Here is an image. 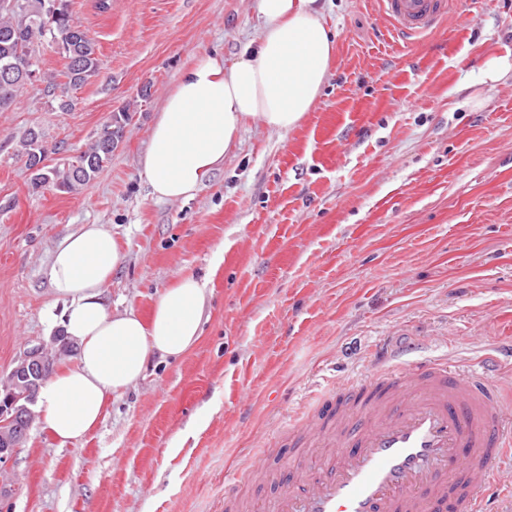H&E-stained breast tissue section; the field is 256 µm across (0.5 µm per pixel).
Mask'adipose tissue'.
Wrapping results in <instances>:
<instances>
[{
  "label": "adipose tissue",
  "instance_id": "obj_1",
  "mask_svg": "<svg viewBox=\"0 0 512 512\" xmlns=\"http://www.w3.org/2000/svg\"><path fill=\"white\" fill-rule=\"evenodd\" d=\"M256 8L264 20L257 43L229 66L213 55L197 58L168 95L143 162L154 198H193L241 129L258 119L289 132L319 97L336 51L322 0H256ZM121 259L117 239L98 224L81 225L52 255L50 284L77 353L41 388L39 407L63 446L94 430L110 397L141 378L151 355L180 357L201 334L206 295L192 273L165 289L149 317L111 313L103 293Z\"/></svg>",
  "mask_w": 512,
  "mask_h": 512
}]
</instances>
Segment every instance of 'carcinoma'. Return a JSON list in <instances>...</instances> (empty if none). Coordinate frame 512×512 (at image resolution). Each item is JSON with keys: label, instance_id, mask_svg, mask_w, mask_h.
Returning a JSON list of instances; mask_svg holds the SVG:
<instances>
[{"label": "carcinoma", "instance_id": "carcinoma-1", "mask_svg": "<svg viewBox=\"0 0 512 512\" xmlns=\"http://www.w3.org/2000/svg\"><path fill=\"white\" fill-rule=\"evenodd\" d=\"M55 44L67 60L66 81H46L45 96L56 92L67 96L100 73L101 61L95 45L69 11L67 0H0V72L25 57H37L39 48ZM29 81L14 78L0 80V112H6ZM131 121L127 112L110 118L97 139L87 150L62 162L33 173L32 186L71 192L91 181L112 159V151ZM26 165L31 168L36 159L48 150L42 135L31 131L23 139Z\"/></svg>", "mask_w": 512, "mask_h": 512}]
</instances>
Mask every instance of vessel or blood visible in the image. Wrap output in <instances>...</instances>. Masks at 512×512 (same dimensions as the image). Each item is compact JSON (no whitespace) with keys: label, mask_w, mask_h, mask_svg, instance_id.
<instances>
[{"label":"vessel or blood","mask_w":512,"mask_h":512,"mask_svg":"<svg viewBox=\"0 0 512 512\" xmlns=\"http://www.w3.org/2000/svg\"><path fill=\"white\" fill-rule=\"evenodd\" d=\"M379 3L394 36L415 44L454 0ZM510 354L463 370L379 348L371 372L336 384L296 424L303 448L283 462L265 449L225 478L226 512H238L245 481L265 485L262 512H499L495 470L512 467V415L493 377Z\"/></svg>","instance_id":"1"}]
</instances>
